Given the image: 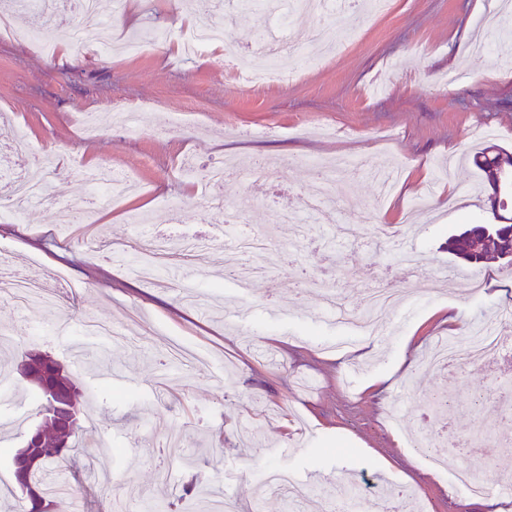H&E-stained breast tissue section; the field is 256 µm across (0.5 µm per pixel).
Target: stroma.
<instances>
[{
	"instance_id": "1",
	"label": "stroma",
	"mask_w": 512,
	"mask_h": 512,
	"mask_svg": "<svg viewBox=\"0 0 512 512\" xmlns=\"http://www.w3.org/2000/svg\"><path fill=\"white\" fill-rule=\"evenodd\" d=\"M135 2L136 28L111 31L108 54L74 48V65L20 39L39 26L28 6L0 28V153L26 135L37 158L53 162L48 191L74 217L63 223L33 204L0 220V275L60 299L24 310L0 292V335L50 353L78 379L79 423L99 444L69 463L75 494L57 498L54 512H111L126 478L145 496H165L168 512H189L204 486L222 487L240 512H329L352 491L371 512L389 487L410 488L415 512H512V494L461 495L452 481L460 467L491 476L501 441L512 443V346L464 370L425 365L448 334L441 312L465 328L512 310V266L502 260L472 268L485 279L477 294L431 277L457 266L448 239L463 223L494 221L472 157L492 145L512 152V14L489 22L494 0H389L338 32L324 63L254 89L230 79L224 57L190 61L178 45L189 21L219 13L225 50L250 52L265 14L201 0L187 20L170 0ZM336 158L358 166L338 176L330 216L302 230L280 223L279 200L303 207L317 161ZM227 159L240 174L214 190L223 208L202 206L204 187L181 169ZM266 160L278 165L275 177L256 174ZM100 163L136 185L104 209L80 175ZM245 198L250 206L225 223L224 207ZM139 217L154 234L215 243L143 281L125 263ZM374 221L406 230L378 242ZM244 227L279 247L273 272L249 290L216 275L225 239ZM403 247L422 270L370 339L323 309L316 281L358 306L364 284ZM187 292L212 312L199 315ZM89 319L135 345L85 335ZM0 387L10 394L0 400L2 488L12 451L40 418L30 383L1 355ZM441 425L451 439L438 472L408 433ZM169 431L182 445L174 456L162 449ZM271 465L299 482L316 470L336 478L308 486L296 505L263 492L260 472Z\"/></svg>"
}]
</instances>
